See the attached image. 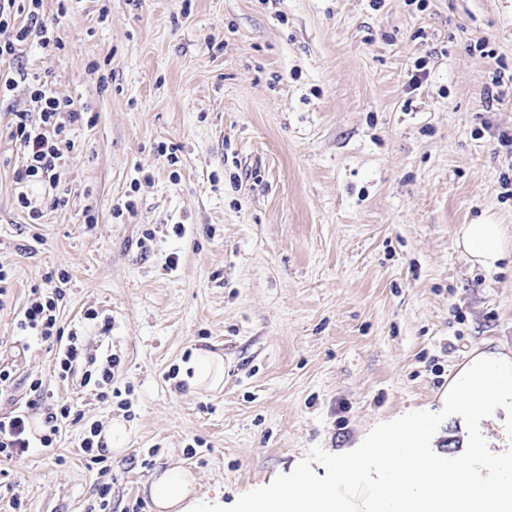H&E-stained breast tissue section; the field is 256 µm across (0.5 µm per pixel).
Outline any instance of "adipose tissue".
<instances>
[{"label": "adipose tissue", "instance_id": "1", "mask_svg": "<svg viewBox=\"0 0 512 512\" xmlns=\"http://www.w3.org/2000/svg\"><path fill=\"white\" fill-rule=\"evenodd\" d=\"M472 267L493 270L512 258V236L501 224L461 225L455 240ZM183 379L194 390L214 391L224 384V359L199 349L185 364ZM440 409L458 420L469 454L486 461L480 482H471L462 469L449 467L444 457L429 453L431 420L422 416L397 422L368 436L350 455L334 462L339 480L356 478L365 459L392 474L372 512H505L506 497L499 473L512 466V456L490 455L497 438L489 432L498 414L512 410V349L505 346L474 350L449 380ZM405 449L395 460L394 449ZM153 512H224L220 498L198 490V478L181 466L155 476L149 488ZM236 512H348L333 491L294 480L270 487L263 495L242 496Z\"/></svg>", "mask_w": 512, "mask_h": 512}]
</instances>
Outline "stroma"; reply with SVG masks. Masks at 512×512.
Instances as JSON below:
<instances>
[{"label": "stroma", "instance_id": "stroma-1", "mask_svg": "<svg viewBox=\"0 0 512 512\" xmlns=\"http://www.w3.org/2000/svg\"><path fill=\"white\" fill-rule=\"evenodd\" d=\"M44 13L64 50L23 43L11 65L93 121L69 131L74 204L33 224L8 137L27 97L0 96V364L14 371L0 413L41 419L69 400L81 418L0 459V512L15 499L151 512L149 481L175 463L235 512L300 474L335 483L331 459L416 412L432 415L436 453L465 462L439 397L475 348L512 349V264L480 270L455 246L460 225H512V0H44ZM63 271L58 325L86 355L119 356L112 400L59 381L52 343L18 328L32 289ZM198 349L223 355L222 390L182 380ZM114 418L128 444L92 463L80 442Z\"/></svg>", "mask_w": 512, "mask_h": 512}]
</instances>
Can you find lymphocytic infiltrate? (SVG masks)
<instances>
[{"mask_svg":"<svg viewBox=\"0 0 512 512\" xmlns=\"http://www.w3.org/2000/svg\"><path fill=\"white\" fill-rule=\"evenodd\" d=\"M24 14V22H17V14ZM36 37L38 46L46 52L63 49L64 44L56 28L43 17V0H0V60L15 58L19 43ZM29 110L17 113L9 138L19 145L24 162L13 173L19 188L17 203L27 209L30 219L37 220L42 210L25 191L32 182L49 186L54 195L51 207L68 205L71 188L61 180V168L72 143L67 137L68 126L82 118L81 109L72 99L57 95L48 82L33 78L27 86ZM67 275H60L56 286L34 290L19 321L21 331L45 340L59 338L57 308L62 297L61 286ZM120 359L108 355L103 362L86 357L77 344L76 336H69L56 357V370L60 379L81 374L84 382L94 384L101 399H109L112 381L119 369ZM29 415L15 411L0 417V457L21 458L30 447Z\"/></svg>","mask_w":512,"mask_h":512,"instance_id":"lymphocytic-infiltrate-1","label":"lymphocytic infiltrate"}]
</instances>
